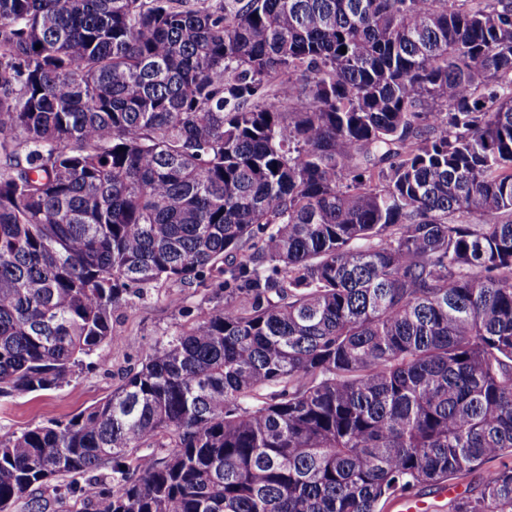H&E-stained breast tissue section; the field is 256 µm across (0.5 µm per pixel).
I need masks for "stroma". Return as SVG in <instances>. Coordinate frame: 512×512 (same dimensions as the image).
<instances>
[{"mask_svg": "<svg viewBox=\"0 0 512 512\" xmlns=\"http://www.w3.org/2000/svg\"><path fill=\"white\" fill-rule=\"evenodd\" d=\"M210 297V289L202 286L180 288L166 284L133 299L114 320V336L107 350L80 370L69 385L0 398V436L67 420L110 395L126 373L138 368L165 336L189 325L202 309L208 308ZM478 483V474L472 473L446 482L441 488L418 487L410 500L419 505L421 512H449L451 500Z\"/></svg>", "mask_w": 512, "mask_h": 512, "instance_id": "stroma-1", "label": "stroma"}]
</instances>
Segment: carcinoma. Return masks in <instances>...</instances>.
<instances>
[{
	"instance_id": "carcinoma-1",
	"label": "carcinoma",
	"mask_w": 512,
	"mask_h": 512,
	"mask_svg": "<svg viewBox=\"0 0 512 512\" xmlns=\"http://www.w3.org/2000/svg\"><path fill=\"white\" fill-rule=\"evenodd\" d=\"M163 284L216 304L0 512H512V0H0V397ZM478 483L479 474L472 473L438 486H421L416 488L405 502L418 503L419 511L422 512H450V501L465 489L477 487ZM441 486L445 487L444 490H441Z\"/></svg>"
}]
</instances>
